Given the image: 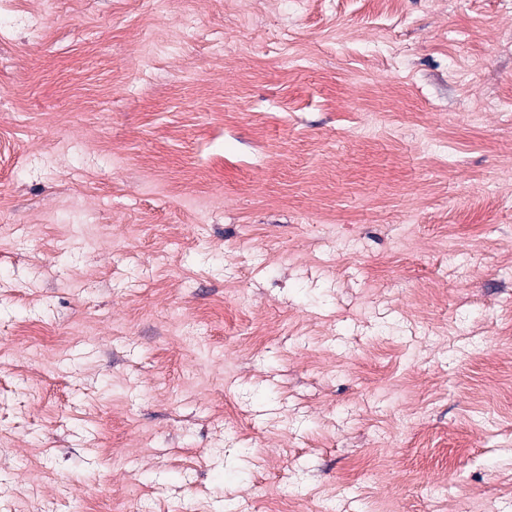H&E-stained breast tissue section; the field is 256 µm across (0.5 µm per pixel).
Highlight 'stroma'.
<instances>
[{
    "instance_id": "35a3bbf8",
    "label": "stroma",
    "mask_w": 512,
    "mask_h": 512,
    "mask_svg": "<svg viewBox=\"0 0 512 512\" xmlns=\"http://www.w3.org/2000/svg\"><path fill=\"white\" fill-rule=\"evenodd\" d=\"M476 100L512 0H0V512H512Z\"/></svg>"
}]
</instances>
